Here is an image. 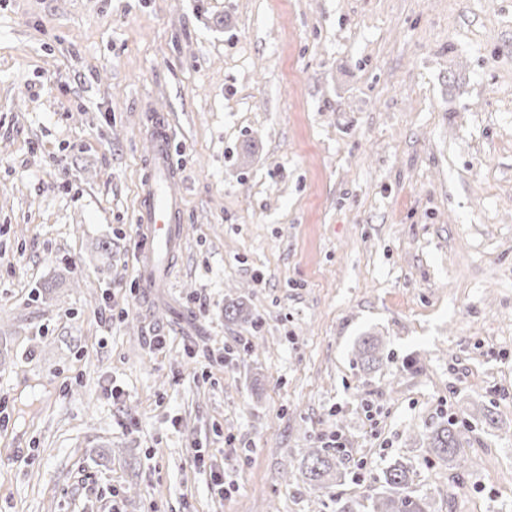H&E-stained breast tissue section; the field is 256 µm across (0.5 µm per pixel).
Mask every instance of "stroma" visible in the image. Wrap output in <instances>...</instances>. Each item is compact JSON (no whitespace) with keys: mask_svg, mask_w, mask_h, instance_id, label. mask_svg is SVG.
Returning a JSON list of instances; mask_svg holds the SVG:
<instances>
[{"mask_svg":"<svg viewBox=\"0 0 512 512\" xmlns=\"http://www.w3.org/2000/svg\"><path fill=\"white\" fill-rule=\"evenodd\" d=\"M397 461L512 512V0H0V512H372ZM172 128L165 117L157 118L147 134L150 172L140 185L137 224L143 288L156 287V273L181 240L182 195L176 189L180 175L171 156ZM464 432L454 423L435 427L426 433L428 448L448 467L460 470L467 466V459L461 455L460 445ZM304 467L307 479L316 485L324 484L329 476H333V473L336 479L342 478L343 475L325 448L311 449Z\"/></svg>","mask_w":512,"mask_h":512,"instance_id":"35a3bbf8","label":"stroma"}]
</instances>
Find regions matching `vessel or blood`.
Here are the masks:
<instances>
[{
  "label": "vessel or blood",
  "mask_w": 512,
  "mask_h": 512,
  "mask_svg": "<svg viewBox=\"0 0 512 512\" xmlns=\"http://www.w3.org/2000/svg\"><path fill=\"white\" fill-rule=\"evenodd\" d=\"M173 132L166 118H157L148 133L150 172L140 185L137 222L141 228L139 254L142 285L155 287L156 274L181 240L182 195L180 176L173 164Z\"/></svg>",
  "instance_id": "obj_1"
}]
</instances>
